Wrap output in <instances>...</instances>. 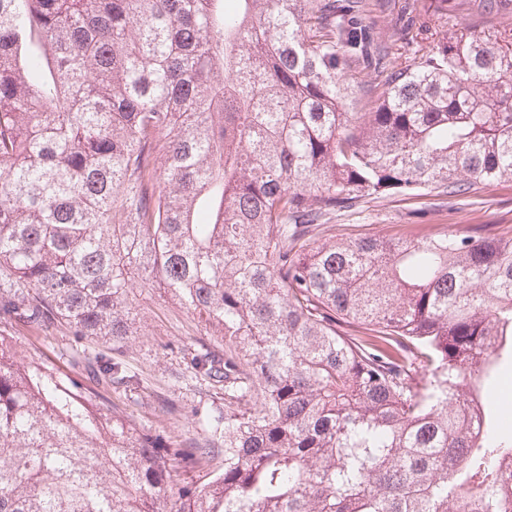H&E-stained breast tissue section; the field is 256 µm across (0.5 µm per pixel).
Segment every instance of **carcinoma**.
<instances>
[{
  "mask_svg": "<svg viewBox=\"0 0 512 512\" xmlns=\"http://www.w3.org/2000/svg\"><path fill=\"white\" fill-rule=\"evenodd\" d=\"M233 2L0 0V323L115 350L159 288L224 390L177 439L101 412L121 359L67 384L0 334V512H512V227L315 234L512 180V0L385 44L369 0Z\"/></svg>",
  "mask_w": 512,
  "mask_h": 512,
  "instance_id": "1",
  "label": "carcinoma"
}]
</instances>
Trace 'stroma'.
Instances as JSON below:
<instances>
[{"instance_id": "35a3bbf8", "label": "stroma", "mask_w": 512, "mask_h": 512, "mask_svg": "<svg viewBox=\"0 0 512 512\" xmlns=\"http://www.w3.org/2000/svg\"><path fill=\"white\" fill-rule=\"evenodd\" d=\"M433 5L434 0H392L391 5L373 7L366 22L378 39L385 40L394 29L428 20ZM507 225H512V181L479 185L462 196L433 192L418 197L394 194L365 198L337 212L321 227L319 236L355 238L386 229L416 235L444 229L465 233L474 228L494 231ZM130 300L137 313L138 334L124 346L123 358L130 372L147 379L153 389L107 391L100 407L108 412L117 402L132 411L144 428L183 438L194 436V428L175 420L162 404L169 401L187 412L224 402L223 394L191 377L183 363L181 348L199 336L198 320L156 288H134ZM10 333L20 349L57 369L63 380H92L87 360L101 353L100 345L74 342L63 328L39 339L21 327H11Z\"/></svg>"}]
</instances>
